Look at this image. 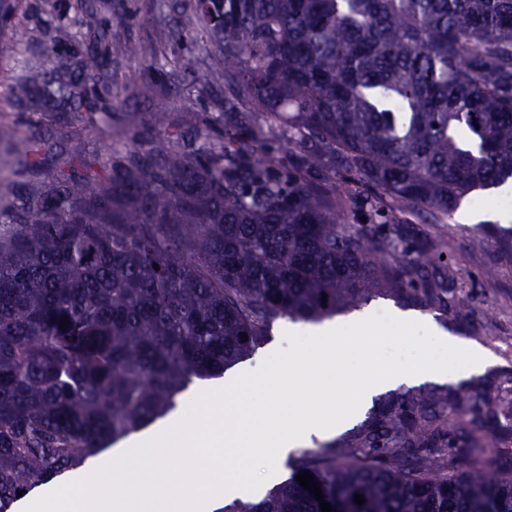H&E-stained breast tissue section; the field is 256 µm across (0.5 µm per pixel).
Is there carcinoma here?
<instances>
[{"label":"carcinoma","mask_w":512,"mask_h":512,"mask_svg":"<svg viewBox=\"0 0 512 512\" xmlns=\"http://www.w3.org/2000/svg\"><path fill=\"white\" fill-rule=\"evenodd\" d=\"M212 5L223 25L196 14L218 54L211 79L268 130L208 131L187 151L153 112L138 147L61 169L0 214V512L164 416L277 319L319 322L385 288L430 302L441 254L406 243L401 215L448 216L512 182V0ZM27 40L11 28L0 55ZM97 71L90 55L65 72L45 48L12 94L61 111ZM9 137L42 165L40 143ZM282 140L298 149L286 167L269 158ZM365 192L377 220L340 221ZM429 408L402 394L357 435L364 457L349 443L307 453L227 512H322L305 470L332 512H512V473L455 466L451 437L448 471L398 464L428 447Z\"/></svg>","instance_id":"cac0c4a2"}]
</instances>
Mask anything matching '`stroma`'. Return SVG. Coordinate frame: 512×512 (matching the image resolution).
<instances>
[{
    "label": "stroma",
    "instance_id": "1",
    "mask_svg": "<svg viewBox=\"0 0 512 512\" xmlns=\"http://www.w3.org/2000/svg\"><path fill=\"white\" fill-rule=\"evenodd\" d=\"M14 24L25 27L27 44L0 56V128L18 130L41 140L47 162L58 165L72 139H81L87 160L107 158L115 146L149 137L147 116L169 113L185 133L184 144H199L197 127L207 119L215 128L234 119L249 127L267 126L266 114L224 110V85L211 83L209 67L215 55L207 35L191 22L194 0H8ZM145 48L131 59L130 44ZM57 53L62 66L75 70L85 53L98 55L97 79L85 89V104L66 107L60 116L32 110L11 94L24 64L35 62L42 49ZM186 56L196 65L194 78H184L174 63ZM153 80L155 94L142 99L137 85ZM500 189L473 191L441 223L431 216L407 218L410 234L434 240L445 256L450 295L457 308L415 304L405 297L374 291L358 307L337 313L349 322L362 314L417 312L431 316L449 335L478 341L489 347L495 361L481 375L458 383L427 381L414 393L436 395L433 412L438 429L458 439L455 452L438 445L408 451L410 463L426 458L434 466L492 465L512 471V208L502 207ZM466 391L478 397L480 414H461L446 406L444 397Z\"/></svg>",
    "mask_w": 512,
    "mask_h": 512
}]
</instances>
